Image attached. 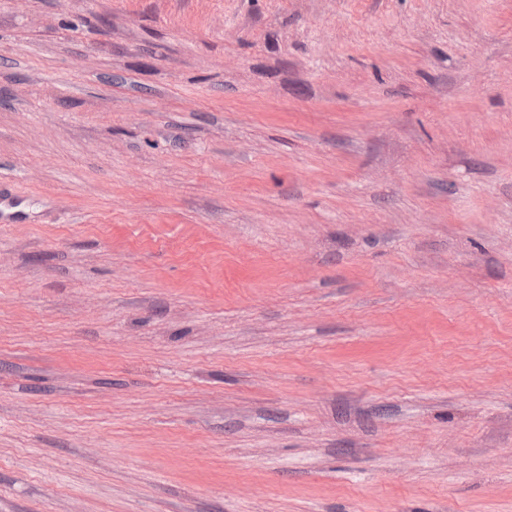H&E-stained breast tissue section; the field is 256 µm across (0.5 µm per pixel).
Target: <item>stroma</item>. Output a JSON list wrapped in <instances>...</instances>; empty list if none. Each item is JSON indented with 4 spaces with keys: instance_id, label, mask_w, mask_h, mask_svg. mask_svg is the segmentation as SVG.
I'll return each mask as SVG.
<instances>
[{
    "instance_id": "35a3bbf8",
    "label": "stroma",
    "mask_w": 512,
    "mask_h": 512,
    "mask_svg": "<svg viewBox=\"0 0 512 512\" xmlns=\"http://www.w3.org/2000/svg\"><path fill=\"white\" fill-rule=\"evenodd\" d=\"M0 512H512V0H0Z\"/></svg>"
}]
</instances>
